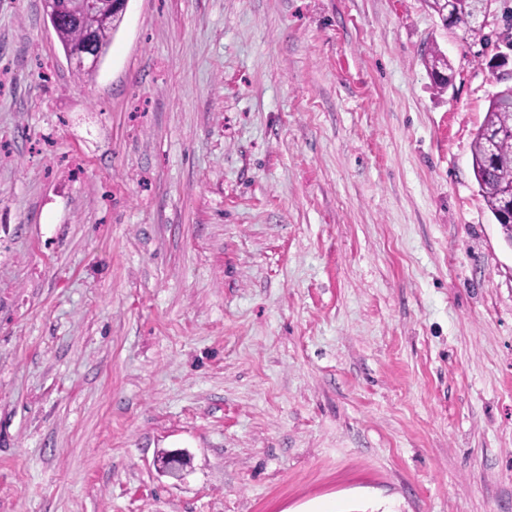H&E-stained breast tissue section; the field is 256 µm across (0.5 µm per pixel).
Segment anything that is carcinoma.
I'll return each instance as SVG.
<instances>
[{"label": "carcinoma", "mask_w": 512, "mask_h": 512, "mask_svg": "<svg viewBox=\"0 0 512 512\" xmlns=\"http://www.w3.org/2000/svg\"><path fill=\"white\" fill-rule=\"evenodd\" d=\"M499 0H426L427 6L443 16L453 11L457 28L465 38L486 43L488 25L476 19L479 11L495 12ZM122 12H104L88 26L61 24L54 27L56 36L68 54L85 43L87 32H92L95 44L107 54L112 37L118 28ZM425 63L430 69L436 87L445 91L452 83L448 59L439 51L427 54ZM472 167L479 192L494 217L506 241L512 244V86L497 91L489 100L485 119L471 145Z\"/></svg>", "instance_id": "obj_1"}]
</instances>
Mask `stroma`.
Wrapping results in <instances>:
<instances>
[{
  "label": "stroma",
  "mask_w": 512,
  "mask_h": 512,
  "mask_svg": "<svg viewBox=\"0 0 512 512\" xmlns=\"http://www.w3.org/2000/svg\"><path fill=\"white\" fill-rule=\"evenodd\" d=\"M495 54L424 0H128L89 81L0 0V512H512ZM425 63L430 69L436 87L444 92L452 83V75L447 71H452L448 59L443 56L439 50H431L425 58ZM479 192L508 243L512 244V86L489 100L471 145Z\"/></svg>",
  "instance_id": "stroma-1"
}]
</instances>
